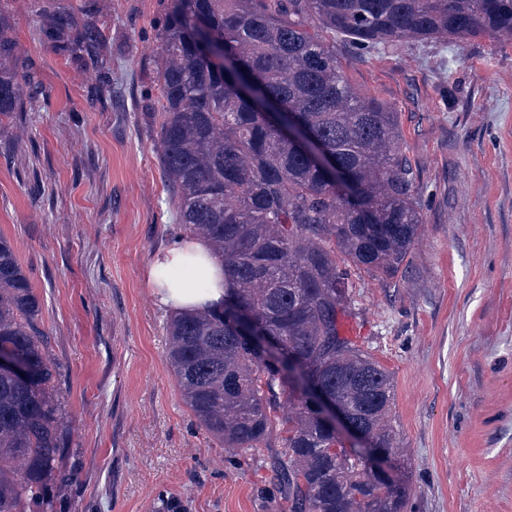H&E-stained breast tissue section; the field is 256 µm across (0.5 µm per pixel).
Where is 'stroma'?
Returning <instances> with one entry per match:
<instances>
[{
  "mask_svg": "<svg viewBox=\"0 0 512 512\" xmlns=\"http://www.w3.org/2000/svg\"><path fill=\"white\" fill-rule=\"evenodd\" d=\"M170 0H0L22 109L0 120V235L41 302L77 477L53 512H283L278 440L232 453L199 427L146 271L181 233L159 160ZM65 13L102 60L43 35ZM362 96L396 111L424 215L400 272L350 271V339L393 378L405 512H512V42L328 35ZM74 47L88 53H100L103 45L99 30L91 25L85 26L78 32Z\"/></svg>",
  "mask_w": 512,
  "mask_h": 512,
  "instance_id": "stroma-1",
  "label": "stroma"
}]
</instances>
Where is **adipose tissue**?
<instances>
[{
	"label": "adipose tissue",
	"instance_id": "1",
	"mask_svg": "<svg viewBox=\"0 0 512 512\" xmlns=\"http://www.w3.org/2000/svg\"><path fill=\"white\" fill-rule=\"evenodd\" d=\"M148 283L159 308L216 311L224 304V267L199 236H178L152 259Z\"/></svg>",
	"mask_w": 512,
	"mask_h": 512
}]
</instances>
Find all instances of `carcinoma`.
<instances>
[{"label": "carcinoma", "mask_w": 512, "mask_h": 512, "mask_svg": "<svg viewBox=\"0 0 512 512\" xmlns=\"http://www.w3.org/2000/svg\"><path fill=\"white\" fill-rule=\"evenodd\" d=\"M72 26L60 15L47 35L63 42ZM323 31L362 48L403 37L512 41V0H174L159 37L160 161L181 229L215 247L231 294L218 312L171 316L168 359L198 425L224 447L245 453L280 436L273 471L288 487V512H404L393 379L343 334L345 262L396 276L423 214L398 113L349 85ZM74 47L101 52L99 30L84 27ZM13 57L0 33L1 119L20 110ZM243 81L259 84L280 116L258 111ZM282 123L319 140L334 163L309 160ZM238 312L282 342L285 357L264 360ZM39 314L0 236V350L34 373L0 368V512H52L47 481L75 476ZM306 382L390 457L393 473L371 474L346 448L302 394ZM281 394L293 403L282 420Z\"/></svg>", "instance_id": "cac0c4a2"}]
</instances>
